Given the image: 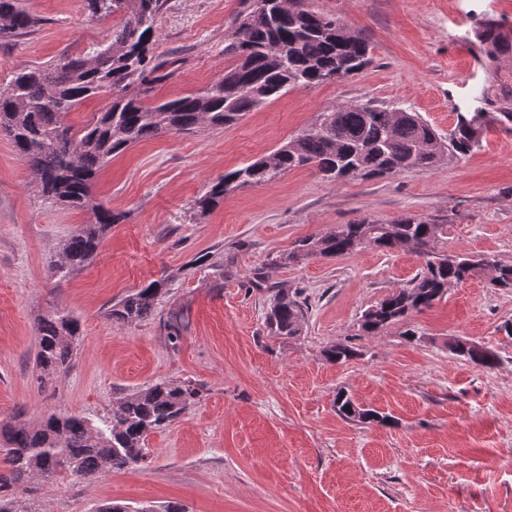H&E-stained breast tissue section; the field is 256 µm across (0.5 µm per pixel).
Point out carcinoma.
<instances>
[{
    "label": "carcinoma",
    "mask_w": 512,
    "mask_h": 512,
    "mask_svg": "<svg viewBox=\"0 0 512 512\" xmlns=\"http://www.w3.org/2000/svg\"><path fill=\"white\" fill-rule=\"evenodd\" d=\"M89 12L110 16L127 7L126 0H85ZM139 17H126L112 29L110 41L83 57L65 58L43 66L16 70L0 86V130L10 138L28 166L34 187L43 200L75 210H90L94 222L83 225L47 263L52 277H65L82 267L97 251L107 229L122 220L102 204L94 203L91 185L112 157L136 143L168 133L193 132L201 126L223 127L245 113L283 96L358 73L369 62L365 39L342 33L337 17L313 8L311 0H241L234 17L250 19L238 39L224 45V57L234 60L217 81L186 96L154 98L155 84L167 62L155 54L156 21L166 0H140ZM0 38L20 35L35 19L19 0H0ZM482 40L498 50L512 45L493 19L482 24ZM247 86L250 92H240ZM108 96L96 116L76 128L65 122L92 96ZM512 127V112H466L457 115L448 139H442L417 113L398 112L367 101L338 105L274 153V164L264 158L237 168L212 184L196 200L201 213L215 208L224 195L247 185L270 182L301 167H313L331 181L358 176L375 177L397 168L429 172L443 154L466 156L481 145L489 123ZM444 225L412 216L388 223L363 217L335 230L310 235L280 256L291 264L310 257H336L367 246L406 247L424 258L425 266L410 284L386 295L362 315V329L377 333L406 323L415 311L431 308L448 287L478 272L492 285L512 288V265L488 256L435 252ZM166 285L153 281L112 306L109 317L120 325L141 322L153 314ZM265 317L270 335L298 336L305 320V303L285 288L270 286ZM35 366L45 383L67 370L72 361L78 319L63 310L43 315L38 322ZM452 354L492 369L497 356L464 337L448 343ZM191 384L157 383L120 398L103 414L53 412L37 425L0 422V490L14 489L10 507L0 512H32L33 483L48 485L65 473L92 480L105 468L124 470L145 460V438L169 426L198 400ZM337 412L360 423L384 424L388 417L362 408L345 393L336 396Z\"/></svg>",
    "instance_id": "1"
}]
</instances>
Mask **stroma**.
<instances>
[{
    "mask_svg": "<svg viewBox=\"0 0 512 512\" xmlns=\"http://www.w3.org/2000/svg\"><path fill=\"white\" fill-rule=\"evenodd\" d=\"M37 23L0 39V83L22 66L85 55L122 14L91 16L85 0H20ZM361 34L357 74L288 91L237 123L135 144L102 168L96 201L122 214L95 256L69 277L47 263L90 211L44 201L0 134V420L34 425L51 411L100 413L158 382L195 383L200 397L151 432L146 460L92 482L63 474L40 487L49 512L114 504H177L186 512H512V290L478 274L401 326L361 328L365 310L404 287L422 257L367 247L284 264L299 239L368 216H418L446 225L448 253L512 265V131L490 126L464 158L329 182L309 169L241 187L208 213L195 200L224 174L271 155L317 116L367 100L404 107L447 137L461 112H512V49L490 53L491 18L512 33V0H313ZM240 0H167L157 54L171 63L156 98L195 92L224 73V42ZM263 268L267 285L249 280ZM166 293L144 321L112 323L114 303L153 281ZM296 290L308 311L300 336L265 328L267 286ZM63 309L80 322L70 368L40 387L38 319ZM465 337L495 351L494 368L453 355ZM335 344L352 358L328 362ZM390 416L387 425L340 417L334 400Z\"/></svg>",
    "mask_w": 512,
    "mask_h": 512,
    "instance_id": "1",
    "label": "stroma"
}]
</instances>
